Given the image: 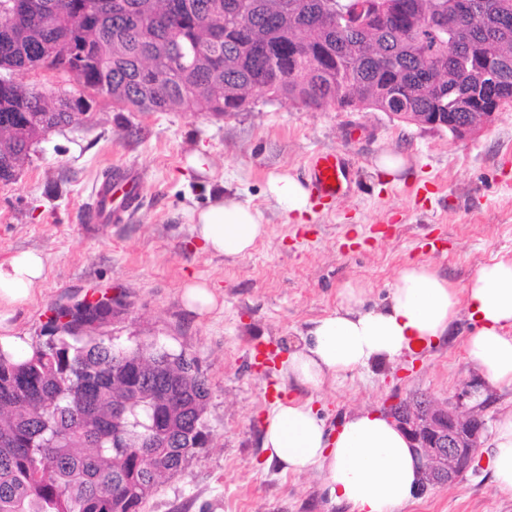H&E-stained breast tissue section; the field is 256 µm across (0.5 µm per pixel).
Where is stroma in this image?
<instances>
[{
  "label": "stroma",
  "mask_w": 512,
  "mask_h": 512,
  "mask_svg": "<svg viewBox=\"0 0 512 512\" xmlns=\"http://www.w3.org/2000/svg\"><path fill=\"white\" fill-rule=\"evenodd\" d=\"M383 151L406 157L398 181L378 171ZM197 152L207 159L201 171L189 163ZM319 152L348 158L349 188L336 202L313 203L302 221L286 220L267 181L306 179ZM116 166L141 172L142 202L122 222L92 223V190ZM217 193L249 202L267 224V235L234 260L193 242L190 215ZM26 250L44 256L46 272L12 319L23 343L36 341L52 303L94 288L127 305L110 328L122 345L153 341L185 352L208 380V441L142 512H344L328 508L317 474L284 473L265 457V418L275 400L294 393L282 362L313 321L336 310L347 282L363 284L372 307L408 262L429 264L462 287L482 265L512 259V107L456 140L384 112L312 110L260 92L249 111L224 117L134 112L98 96L87 122L46 135L18 179L0 183V261ZM192 278L218 288L222 311L199 318L184 308L180 290ZM472 328L461 317L448 338L397 365L299 395L332 431L354 412L399 398L449 400L477 378L463 349ZM259 345L272 353L263 369ZM405 512H512V491L482 464Z\"/></svg>",
  "instance_id": "obj_1"
}]
</instances>
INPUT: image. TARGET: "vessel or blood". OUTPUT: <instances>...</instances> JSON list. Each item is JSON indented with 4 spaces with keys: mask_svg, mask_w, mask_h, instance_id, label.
Segmentation results:
<instances>
[{
    "mask_svg": "<svg viewBox=\"0 0 512 512\" xmlns=\"http://www.w3.org/2000/svg\"><path fill=\"white\" fill-rule=\"evenodd\" d=\"M309 189L320 201H335L342 197L349 181L350 164L339 153H317L308 163ZM141 175L133 168L108 174L93 192L91 217L97 224H112L123 220L141 201Z\"/></svg>",
    "mask_w": 512,
    "mask_h": 512,
    "instance_id": "obj_1",
    "label": "vessel or blood"
}]
</instances>
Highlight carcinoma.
Listing matches in <instances>:
<instances>
[{"label": "carcinoma", "instance_id": "carcinoma-1", "mask_svg": "<svg viewBox=\"0 0 512 512\" xmlns=\"http://www.w3.org/2000/svg\"><path fill=\"white\" fill-rule=\"evenodd\" d=\"M0 0V74L75 71L78 94L0 78V179L106 96L136 112H242L257 92L308 108L461 112L490 84L512 105V0ZM90 43L97 57H81ZM127 304L57 303L44 340L0 349V512H141L208 431L210 387L184 354L104 335Z\"/></svg>", "mask_w": 512, "mask_h": 512}]
</instances>
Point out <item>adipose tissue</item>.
<instances>
[{"mask_svg":"<svg viewBox=\"0 0 512 512\" xmlns=\"http://www.w3.org/2000/svg\"><path fill=\"white\" fill-rule=\"evenodd\" d=\"M268 193L284 215H303L309 192L296 177L269 180ZM192 231L202 252L237 258L267 233L260 213L233 197H214L199 211ZM45 260L22 251L0 262V323L33 295ZM332 314L314 321L283 366L296 389L320 390L376 363L436 345L460 311L476 323L464 341L467 362L487 387L512 386V260L482 265L457 287L430 265L410 262L397 273L386 304L365 308L361 285L346 284ZM262 448L268 462L291 473L317 472L331 503L350 512H402L413 504L421 465L407 436L382 413L361 410L329 431L309 402L277 401L266 417ZM484 453L493 481L512 490V412L495 424Z\"/></svg>","mask_w":512,"mask_h":512,"instance_id":"adipose-tissue-1","label":"adipose tissue"}]
</instances>
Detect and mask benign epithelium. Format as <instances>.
Instances as JSON below:
<instances>
[{"label":"benign epithelium","instance_id":"benign-epithelium-1","mask_svg":"<svg viewBox=\"0 0 512 512\" xmlns=\"http://www.w3.org/2000/svg\"><path fill=\"white\" fill-rule=\"evenodd\" d=\"M400 121L439 130L451 128L457 140L479 132L466 121L464 112L453 120L446 112H434L427 121L403 117ZM476 392V385L465 384L448 402L418 395L414 402L388 411L390 419L408 436L421 463V490L450 486L477 469L478 450L487 426L470 406Z\"/></svg>","mask_w":512,"mask_h":512}]
</instances>
